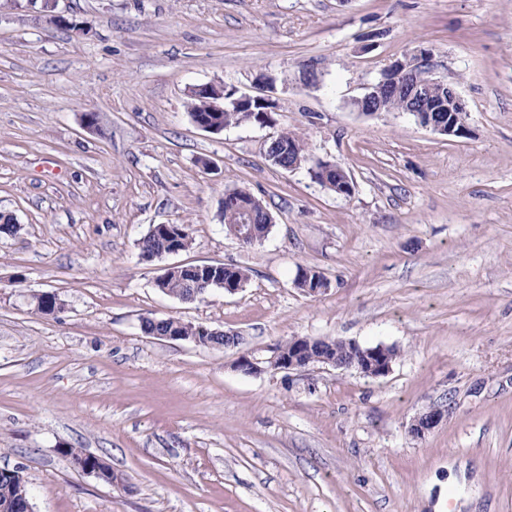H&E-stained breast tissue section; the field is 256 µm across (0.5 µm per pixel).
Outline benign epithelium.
Returning a JSON list of instances; mask_svg holds the SVG:
<instances>
[{
	"mask_svg": "<svg viewBox=\"0 0 512 512\" xmlns=\"http://www.w3.org/2000/svg\"><path fill=\"white\" fill-rule=\"evenodd\" d=\"M409 91V97L425 100L437 96L441 107L448 112V120L437 122L432 119H420L418 123L434 132L450 138H462L468 135V128L463 121L464 108L456 89L432 77V66L429 53L419 48L411 56L398 60L388 66L378 81L377 89H400ZM194 94L205 103V111H224V86L203 84L194 88ZM353 348L363 358L367 367L366 374L382 377L392 370V362L383 358L385 347H363L352 342ZM322 365L341 368L343 364L327 356L307 357L304 351L297 349L288 357L283 358L276 345H268L259 349H251L238 354L235 369L249 375L263 373H302L308 367ZM447 418V411L439 407H430L418 414L409 426V433L415 438H423L440 426Z\"/></svg>",
	"mask_w": 512,
	"mask_h": 512,
	"instance_id": "obj_1",
	"label": "benign epithelium"
}]
</instances>
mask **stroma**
<instances>
[{
  "label": "stroma",
  "mask_w": 512,
  "mask_h": 512,
  "mask_svg": "<svg viewBox=\"0 0 512 512\" xmlns=\"http://www.w3.org/2000/svg\"><path fill=\"white\" fill-rule=\"evenodd\" d=\"M420 48L466 137L354 107ZM269 78L272 123L192 121L195 86ZM284 130L354 192L271 163ZM231 188L272 216L253 245L224 231ZM0 214L20 226L0 234V469L34 512H512V0H0ZM156 224L191 246L143 259ZM202 263L250 279L190 302L154 284ZM146 317L242 341H160ZM294 336L399 356L378 378L234 368ZM433 405L446 421L412 437Z\"/></svg>",
  "instance_id": "obj_1"
}]
</instances>
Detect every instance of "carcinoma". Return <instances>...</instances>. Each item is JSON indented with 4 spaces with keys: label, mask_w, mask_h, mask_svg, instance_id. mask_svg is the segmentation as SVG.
Wrapping results in <instances>:
<instances>
[{
    "label": "carcinoma",
    "mask_w": 512,
    "mask_h": 512,
    "mask_svg": "<svg viewBox=\"0 0 512 512\" xmlns=\"http://www.w3.org/2000/svg\"><path fill=\"white\" fill-rule=\"evenodd\" d=\"M224 96V112L220 113L224 126H236L243 123L260 125L272 121L271 113L267 112V106L256 103L248 106L236 104L234 103L236 95L229 89L224 91ZM380 109L383 112H405L416 109V106L407 100V93L402 92L398 95H387L381 98ZM267 152L279 158L277 166L282 168L288 166L290 162L302 165L310 160L307 143L300 135L292 131H283L271 139L267 145ZM315 176L322 185L334 192L342 190L345 185L344 176L337 172L326 174L318 170L315 172ZM228 193L234 195L242 207L250 208L255 212V224L253 225L255 240L258 241L265 237L270 230V224L266 222L262 214L264 207L260 200L237 188L228 190ZM223 219L227 233L236 239L239 238L241 233V214L239 210L229 207L224 208ZM180 228L183 229L181 233L174 229L170 230L162 224L155 225L142 239L141 252L151 259L166 256L174 250L180 252L187 250L191 244L189 225L182 224ZM226 278L233 281L237 287L242 288L246 285L249 274L246 270L236 266L228 271L223 264H212L208 267L203 264L180 265L174 269L162 271L155 280V286L167 295L186 301L192 291L200 290L199 297L202 298L217 289ZM295 286L302 290L305 288H328L330 282L315 269L309 268L303 277L295 279ZM141 328L148 336L155 333L172 336H195L200 340V345L204 347L210 346L212 342L208 328L186 323L174 317L159 320L146 317L142 320ZM323 353L334 356L341 361L352 359L349 347L341 339L329 340L325 352L316 346L311 347V354L321 355ZM24 495H28L25 483L13 482L9 479L1 481L0 512H14V503Z\"/></svg>",
    "instance_id": "cac0c4a2"
}]
</instances>
